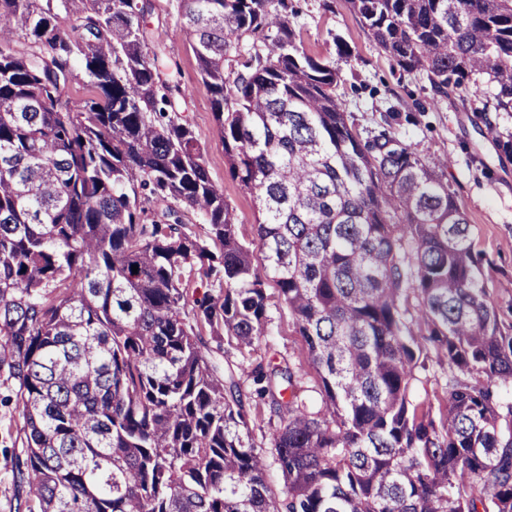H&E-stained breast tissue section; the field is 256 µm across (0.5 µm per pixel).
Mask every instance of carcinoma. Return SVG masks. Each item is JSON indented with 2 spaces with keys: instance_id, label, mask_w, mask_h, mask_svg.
Here are the masks:
<instances>
[{
  "instance_id": "obj_1",
  "label": "carcinoma",
  "mask_w": 512,
  "mask_h": 512,
  "mask_svg": "<svg viewBox=\"0 0 512 512\" xmlns=\"http://www.w3.org/2000/svg\"><path fill=\"white\" fill-rule=\"evenodd\" d=\"M348 2L436 94L477 98L489 125L512 112V0ZM175 3L255 243L152 48L149 0H0L19 488L38 512H512V334L448 184L391 130L361 135L288 0ZM78 67L98 96L62 105ZM198 277L217 287L194 299ZM270 281L307 356L258 363L246 391L203 331L259 349Z\"/></svg>"
}]
</instances>
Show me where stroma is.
I'll return each instance as SVG.
<instances>
[{"label":"stroma","instance_id":"1","mask_svg":"<svg viewBox=\"0 0 512 512\" xmlns=\"http://www.w3.org/2000/svg\"><path fill=\"white\" fill-rule=\"evenodd\" d=\"M324 1L292 0L303 49L315 57L335 59L342 76L338 92L359 129L378 131L390 124L392 132L415 146L454 192L470 225L482 280L504 329L512 333V158L501 155L497 146L499 135L512 133V112L498 113L487 123L475 112L472 97L436 96L425 77L404 72L379 49L348 0H328V10ZM150 2L148 21L162 55L190 90L185 110L204 148L209 174L234 208L240 232L253 237L258 212L230 171L210 95L180 31L173 0ZM337 36L352 47L351 58L336 59ZM267 293L276 357L295 359L304 351L302 339L287 308L277 300L275 284H268ZM23 457L19 411L0 403V512H20L15 477Z\"/></svg>","mask_w":512,"mask_h":512}]
</instances>
